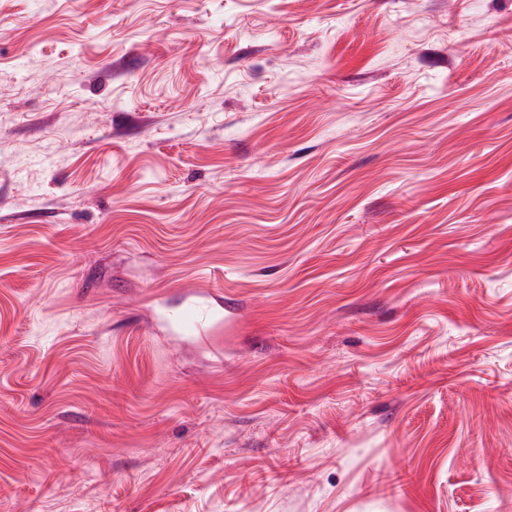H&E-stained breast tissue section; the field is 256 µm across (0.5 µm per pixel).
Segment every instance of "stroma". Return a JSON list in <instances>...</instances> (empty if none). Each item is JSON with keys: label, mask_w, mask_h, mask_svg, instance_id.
Masks as SVG:
<instances>
[{"label": "stroma", "mask_w": 512, "mask_h": 512, "mask_svg": "<svg viewBox=\"0 0 512 512\" xmlns=\"http://www.w3.org/2000/svg\"><path fill=\"white\" fill-rule=\"evenodd\" d=\"M0 512H512V0H0ZM213 317L212 311L199 304L190 305L181 309L174 321L184 333L201 336L206 331Z\"/></svg>", "instance_id": "1"}]
</instances>
